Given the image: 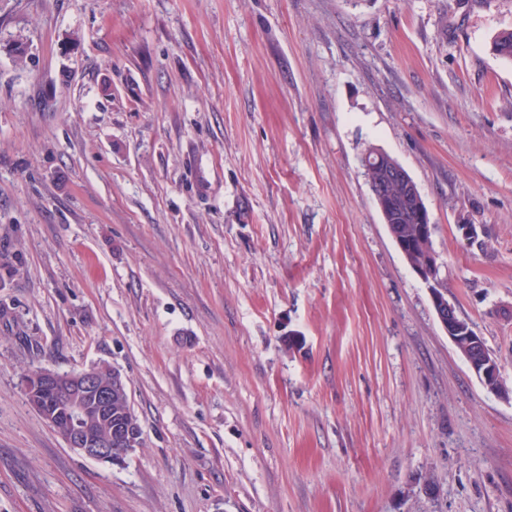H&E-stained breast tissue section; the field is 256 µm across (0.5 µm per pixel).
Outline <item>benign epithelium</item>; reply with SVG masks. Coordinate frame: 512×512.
I'll return each mask as SVG.
<instances>
[{"instance_id": "1", "label": "benign epithelium", "mask_w": 512, "mask_h": 512, "mask_svg": "<svg viewBox=\"0 0 512 512\" xmlns=\"http://www.w3.org/2000/svg\"><path fill=\"white\" fill-rule=\"evenodd\" d=\"M371 189L394 242L404 257H409L410 244L394 230L392 207L382 193L380 182H375ZM412 268L428 284L436 316L448 337L456 345L465 341L460 352L472 371L489 391L506 396L504 390L491 384L493 380H501L500 361L483 341L472 335L470 324L458 317L455 306L444 296L436 252H428ZM34 381V410L55 430L61 423L66 425L61 437L68 447L97 461L114 462L112 431H102L101 425L112 424V395L122 392L125 385L120 372L113 368L107 377L102 378L93 368L69 373L42 369ZM47 393L62 395L64 405L57 409L46 406L43 396Z\"/></svg>"}]
</instances>
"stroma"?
I'll use <instances>...</instances> for the list:
<instances>
[{
  "mask_svg": "<svg viewBox=\"0 0 512 512\" xmlns=\"http://www.w3.org/2000/svg\"><path fill=\"white\" fill-rule=\"evenodd\" d=\"M504 29L512 0H0V512H512V398L360 164L413 178L512 389ZM98 365L143 433L117 464L22 384ZM373 197L378 209L384 218L386 224L393 235L392 239L397 247L408 260L411 251L410 244L401 236L410 237L414 240V259L419 261L429 250L433 249L432 239L420 240L416 236V227L419 224L420 234L425 238H431L434 231V225L431 224L429 212L425 207L418 203L415 211L412 202L400 203V212L396 215L397 223L392 215V207L382 193L380 182H375L371 186ZM396 224V230L394 225ZM399 233V235L397 234ZM416 274L426 283L431 292V299L436 316L448 334V337L463 354L472 371L481 381V383L490 391L502 397H507L504 390L499 385L493 386L489 383L490 379L501 381V363L494 356L487 345L472 335L471 326L466 321L460 319L454 305L448 303L445 298L440 277L441 266L437 262V254L434 251L428 252L418 264H410ZM464 340V347H460V341Z\"/></svg>",
  "mask_w": 512,
  "mask_h": 512,
  "instance_id": "stroma-1",
  "label": "stroma"
}]
</instances>
